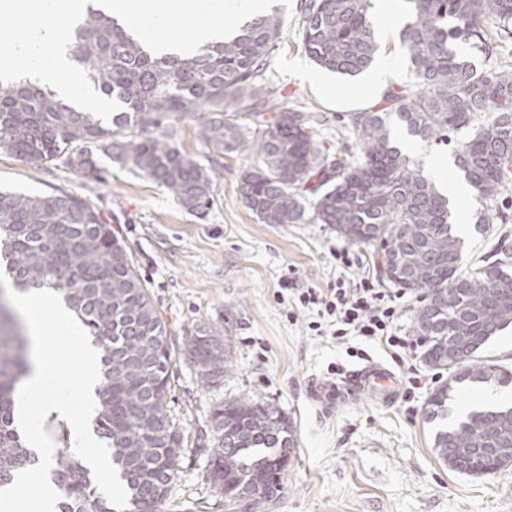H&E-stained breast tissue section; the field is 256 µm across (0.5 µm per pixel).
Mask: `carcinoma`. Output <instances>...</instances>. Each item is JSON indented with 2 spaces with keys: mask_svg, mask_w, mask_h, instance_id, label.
<instances>
[{
  "mask_svg": "<svg viewBox=\"0 0 512 512\" xmlns=\"http://www.w3.org/2000/svg\"><path fill=\"white\" fill-rule=\"evenodd\" d=\"M406 2L410 20L400 39L414 82L352 117L359 149L347 157L323 148L304 111L281 106L258 85L275 50L277 15L264 13L191 57H158L95 3L75 30L70 56L97 91L119 103L112 127L28 80L0 83V152L37 165L60 162L92 178L101 152L202 215L213 201L214 169L183 151L164 121L209 113L199 134L213 161L245 151L261 159L242 174L240 194L262 223L327 224L353 245L375 247L386 278L420 294L413 335L426 346V365L448 371L425 406L426 422L436 424L433 451L458 473L486 476L512 467V405L473 410L452 426L444 421L458 385L512 384V371L478 360L512 324V255L502 250L465 267L448 197L394 145L390 117L423 140L453 136L457 166L485 203L477 223L500 219L498 198L512 182V68L480 72L461 45L493 54L492 42L512 27V0ZM371 9L372 0H308L300 21L306 55L332 73L363 72L381 48ZM1 265L17 289L59 293L102 347L95 435L123 481L126 512H161L182 452L169 412L171 354L126 245L88 199L1 190ZM26 347L13 312L0 303V489L36 463L14 424L17 386L30 371ZM184 355L208 383L224 374L230 344L203 333L188 338ZM212 428V447L203 452L214 497L264 512L283 492L296 447L288 417L239 396L214 406ZM67 436L60 431L50 470L60 512H116L91 470L67 453ZM496 446L504 453H486Z\"/></svg>",
  "mask_w": 512,
  "mask_h": 512,
  "instance_id": "1",
  "label": "carcinoma"
}]
</instances>
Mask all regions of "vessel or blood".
I'll return each mask as SVG.
<instances>
[{"instance_id":"vessel-or-blood-1","label":"vessel or blood","mask_w":512,"mask_h":512,"mask_svg":"<svg viewBox=\"0 0 512 512\" xmlns=\"http://www.w3.org/2000/svg\"><path fill=\"white\" fill-rule=\"evenodd\" d=\"M399 393V380L396 374L378 363H368L362 368L346 371L338 381H312L308 396L322 406L331 410L336 406L356 400L367 395L381 404L393 403Z\"/></svg>"}]
</instances>
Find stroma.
<instances>
[{
  "label": "stroma",
  "instance_id": "1",
  "mask_svg": "<svg viewBox=\"0 0 512 512\" xmlns=\"http://www.w3.org/2000/svg\"><path fill=\"white\" fill-rule=\"evenodd\" d=\"M305 0L277 5L281 42L269 58L266 85L285 106L308 113L324 148L349 155L351 118L380 105L366 75L325 73L324 83L305 78L314 63L302 49L298 25ZM402 26L379 29L380 60L390 67L386 84L408 85L413 76L400 41ZM250 152L225 156L217 168L206 215L184 210L164 187L117 162H103L97 179L63 164L37 166L0 154V188L50 195L65 191L90 198L105 223L125 241L157 308L171 346L170 413L184 434L183 452L164 512H228L213 496L203 454L212 438L215 403L239 395L259 397L293 424L296 450L284 489L266 512H512V467L487 476L457 473L432 451L425 403L446 372L425 365L421 353L393 349L360 336L339 342L311 332L310 313L297 309L287 278L326 289L339 276L372 277L381 256L370 246L338 237L325 224H264L245 206L241 174L254 168ZM502 222L481 225L476 193L458 198L451 222L466 262L498 250L512 252V184L499 204ZM349 252L343 269L336 255ZM230 340L231 364L206 384L185 357L187 337L199 332ZM376 362L401 380L420 374L421 386L401 391L388 408L369 398L327 415L306 398L311 379L337 380L341 372Z\"/></svg>",
  "mask_w": 512,
  "mask_h": 512
}]
</instances>
